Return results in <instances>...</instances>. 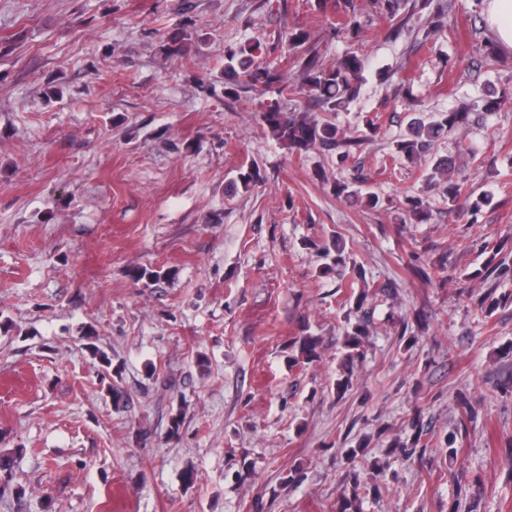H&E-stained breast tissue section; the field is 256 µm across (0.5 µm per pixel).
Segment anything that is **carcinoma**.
I'll list each match as a JSON object with an SVG mask.
<instances>
[{
	"label": "carcinoma",
	"mask_w": 512,
	"mask_h": 512,
	"mask_svg": "<svg viewBox=\"0 0 512 512\" xmlns=\"http://www.w3.org/2000/svg\"><path fill=\"white\" fill-rule=\"evenodd\" d=\"M381 14L390 21L389 34L397 35L403 26L399 18L402 0H380ZM261 54V45L245 42L229 51L224 65V94L234 97L238 92L247 88H262L266 91L274 89L279 95L288 92V83L276 70L255 64V58ZM366 68L364 57L355 52L343 54L334 64L327 65L316 54L305 55L301 58L300 79L298 90L305 91L316 100L327 112H339L347 109L359 95L363 72ZM263 123L271 135L289 150L307 152L311 149H327L339 151L340 160L349 156L350 148L359 147L369 140V134L376 130L374 123L367 125L368 134L351 139L341 131L336 124L328 120H318L311 117L305 110L285 112L279 105H268L260 113ZM469 121V112L465 108L442 112L429 120L420 117L411 119L408 133L395 141V154L408 163H415L430 150L432 143L447 132L455 130ZM455 164L451 159H441L436 164L431 179L442 178L448 182V208L456 210L460 199H465L461 213L473 215L480 211L485 198L475 200L462 197L463 183L453 181ZM336 196L357 197L370 208L380 203L379 196L367 190H362L345 181L336 182ZM428 220L426 201L420 195L406 197L398 221L401 224H419ZM369 336V330L364 322H359L346 334L345 347L347 353L343 358L345 369H350L360 358L363 351L360 347L364 338ZM293 344L298 346L297 359L308 363L319 357V340L315 336H299ZM353 483L352 495L343 496L338 501L336 512H356L360 506L362 492H380L377 486H370L360 480V474L351 476Z\"/></svg>",
	"instance_id": "1"
}]
</instances>
